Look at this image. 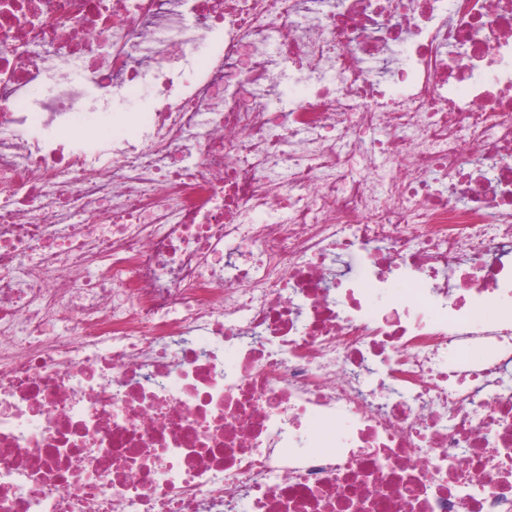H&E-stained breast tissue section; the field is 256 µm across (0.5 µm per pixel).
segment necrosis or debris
I'll return each instance as SVG.
<instances>
[{
  "label": "necrosis or debris",
  "mask_w": 512,
  "mask_h": 512,
  "mask_svg": "<svg viewBox=\"0 0 512 512\" xmlns=\"http://www.w3.org/2000/svg\"><path fill=\"white\" fill-rule=\"evenodd\" d=\"M0 512H512V0H0ZM149 93L138 87L129 92L126 104L112 109V104L106 110L92 112H111L107 119L99 122L96 117L79 118L76 122L81 134H88L100 139H110L112 136L133 138L137 132V122L131 119L128 112H147V99ZM112 112H116L112 115Z\"/></svg>",
  "instance_id": "4bbe7bcc"
}]
</instances>
